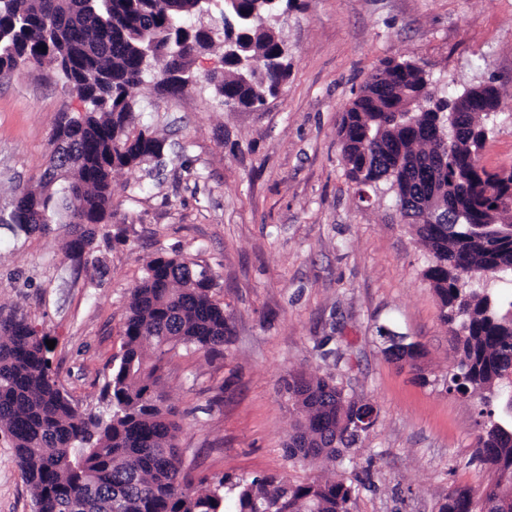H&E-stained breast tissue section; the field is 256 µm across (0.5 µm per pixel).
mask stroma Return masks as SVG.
Returning a JSON list of instances; mask_svg holds the SVG:
<instances>
[{
    "instance_id": "35a3bbf8",
    "label": "stroma",
    "mask_w": 512,
    "mask_h": 512,
    "mask_svg": "<svg viewBox=\"0 0 512 512\" xmlns=\"http://www.w3.org/2000/svg\"><path fill=\"white\" fill-rule=\"evenodd\" d=\"M276 24L291 70L258 109L227 108L196 60L173 93L158 77L133 92L135 122L164 139L162 161L112 174L116 214L84 264L64 256L66 230L14 234L0 225V317L25 314L55 343L54 378L80 409H102L133 288L164 253L207 266L230 313L220 351L177 347L164 403L181 426L194 476L227 484L256 475L304 482L318 464L289 461L290 373L333 374L379 411L347 477L370 475L353 512H438L448 490L482 489L474 455L479 395L446 391L456 357L424 276L429 255L394 219L383 191L359 200L336 138L344 106L382 62H418L459 88L493 82L501 106L483 162L512 167V0H297ZM56 70L0 79V211L36 186L61 113L82 111ZM420 342V385L383 352L378 326ZM340 348L342 360L327 352ZM0 512H34L13 452L0 444Z\"/></svg>"
}]
</instances>
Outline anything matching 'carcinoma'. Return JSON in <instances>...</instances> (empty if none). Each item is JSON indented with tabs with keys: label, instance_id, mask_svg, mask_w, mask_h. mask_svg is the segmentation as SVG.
I'll return each mask as SVG.
<instances>
[{
	"label": "carcinoma",
	"instance_id": "obj_1",
	"mask_svg": "<svg viewBox=\"0 0 512 512\" xmlns=\"http://www.w3.org/2000/svg\"><path fill=\"white\" fill-rule=\"evenodd\" d=\"M222 69L209 76L228 108L263 106L288 77V50L270 21L291 0H220ZM200 0H0V74L47 65L85 102L76 115L72 158L22 189L3 223L29 233L47 227L75 186L82 222L69 225L66 257L82 263L97 229L112 221V172L164 154L165 143L136 127L132 92L149 68L187 84L208 47L186 19ZM492 83L461 90L432 80L414 62H384L341 112L337 136L347 176L362 195L386 187L396 211L430 256L424 276L440 321L456 342L446 389L485 392L475 454L492 473L482 494L457 486L438 512H512V436L492 427L490 394L512 384V307L496 282L512 275V169L481 161L488 121L499 112ZM212 272L158 255L132 292L124 341L103 400L87 413L52 375L46 338L24 316L0 319V440L13 449L38 512H225L224 479L180 468V425L164 406L161 370L178 346L205 353L224 345L230 316L212 299ZM421 344L391 351L419 381ZM294 423L288 458L355 464L363 436L351 423L369 400L345 393L331 375L289 376ZM233 512H352L359 485L336 475L306 482L255 476L235 484Z\"/></svg>",
	"mask_w": 512,
	"mask_h": 512
}]
</instances>
